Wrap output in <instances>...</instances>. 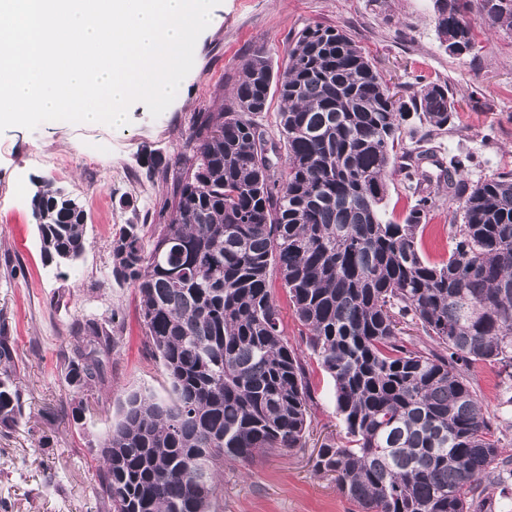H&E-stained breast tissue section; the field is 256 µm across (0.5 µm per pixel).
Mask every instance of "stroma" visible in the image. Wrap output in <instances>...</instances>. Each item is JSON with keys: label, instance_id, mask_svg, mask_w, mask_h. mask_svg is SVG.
Returning <instances> with one entry per match:
<instances>
[{"label": "stroma", "instance_id": "obj_1", "mask_svg": "<svg viewBox=\"0 0 512 512\" xmlns=\"http://www.w3.org/2000/svg\"><path fill=\"white\" fill-rule=\"evenodd\" d=\"M432 0H222L198 38L194 66L172 104L151 117L140 102L120 127L47 122L36 130L0 133V316L19 355L17 376L27 416L0 435V501L9 512H97L99 444L119 417L125 397L153 390L166 396L160 359L145 343L139 296L112 275V240L124 224H164L193 134L208 114L228 106L239 60L262 51L280 66L285 49L307 26H341L389 84L409 94L418 82L448 81L458 102L456 128L442 150L472 155L469 180L512 169V36L486 32L472 13L474 54L452 55L431 22ZM168 161L150 175V160ZM50 178L88 214L86 249L70 268L45 264L31 197ZM454 207L434 209L422 237L429 260L446 258ZM114 317L117 348L92 388L73 392L64 358L73 331L89 318ZM315 406L305 447L256 454L224 465L217 512H360L312 459L339 434L333 382L316 360L306 365ZM497 367L477 364L474 383L486 410L512 418L502 402ZM55 483H47V474Z\"/></svg>", "mask_w": 512, "mask_h": 512}]
</instances>
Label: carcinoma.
Instances as JSON below:
<instances>
[{
  "instance_id": "1",
  "label": "carcinoma",
  "mask_w": 512,
  "mask_h": 512,
  "mask_svg": "<svg viewBox=\"0 0 512 512\" xmlns=\"http://www.w3.org/2000/svg\"><path fill=\"white\" fill-rule=\"evenodd\" d=\"M474 7L488 28L512 34V0H434L439 40L474 43ZM275 95L281 168L254 121ZM455 118L447 82L398 95L339 26L303 29L277 69L260 51L241 60L231 104L196 132L169 223L127 224L113 241L112 274L138 290L169 390L121 404L101 442L98 512H216L224 462L305 447L306 351L334 382L344 429L320 446L315 472L365 512H493L476 490L509 487L502 440L512 424L486 411L472 371L506 372L512 403V171L470 185V155L445 162L423 147ZM405 135L417 146L400 152ZM425 159L438 177L418 175ZM399 175L416 196L402 224L383 206ZM441 182L461 223L448 225V259L432 262L421 234ZM31 210L44 261L75 264L83 207L48 179ZM275 274L306 329L304 351L285 338ZM113 322L88 320L74 336L65 357L74 392L98 382L100 355L118 344ZM406 326L421 331V346L406 345ZM17 369L1 321V434L25 416Z\"/></svg>"
}]
</instances>
